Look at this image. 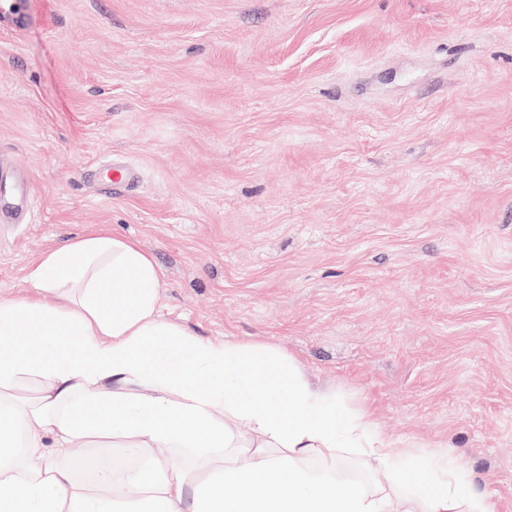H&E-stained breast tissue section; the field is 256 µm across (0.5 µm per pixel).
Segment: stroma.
<instances>
[{"label": "stroma", "mask_w": 512, "mask_h": 512, "mask_svg": "<svg viewBox=\"0 0 512 512\" xmlns=\"http://www.w3.org/2000/svg\"><path fill=\"white\" fill-rule=\"evenodd\" d=\"M0 28V294L91 224L512 512V0H35ZM132 165L107 192L97 172ZM33 204L29 178L0 162V223L20 220Z\"/></svg>", "instance_id": "1"}]
</instances>
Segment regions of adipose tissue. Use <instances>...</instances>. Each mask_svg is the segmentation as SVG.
<instances>
[{
  "label": "adipose tissue",
  "instance_id": "obj_1",
  "mask_svg": "<svg viewBox=\"0 0 512 512\" xmlns=\"http://www.w3.org/2000/svg\"><path fill=\"white\" fill-rule=\"evenodd\" d=\"M27 280L30 296L0 295V512H496L443 456L419 492L368 412L340 414L290 355L167 320L154 260L106 225L40 255ZM112 447L139 467L81 481L91 449ZM347 448L391 489L310 468Z\"/></svg>",
  "mask_w": 512,
  "mask_h": 512
}]
</instances>
